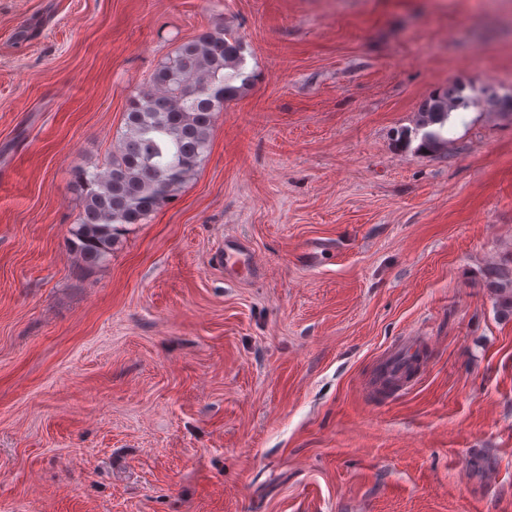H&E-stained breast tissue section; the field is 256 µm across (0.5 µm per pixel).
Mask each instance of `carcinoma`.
<instances>
[{
    "label": "carcinoma",
    "instance_id": "cac0c4a2",
    "mask_svg": "<svg viewBox=\"0 0 512 512\" xmlns=\"http://www.w3.org/2000/svg\"><path fill=\"white\" fill-rule=\"evenodd\" d=\"M243 51L240 38L216 28L182 42L159 61L149 88L129 98L123 130L102 165L73 171L83 206L73 247L85 263L105 259L122 225L146 223L203 165L214 114L254 81ZM467 107L457 85L429 97L415 128L420 148L444 147L449 115Z\"/></svg>",
    "mask_w": 512,
    "mask_h": 512
}]
</instances>
